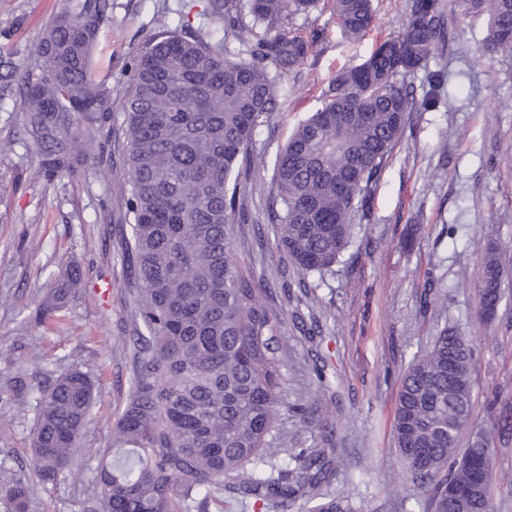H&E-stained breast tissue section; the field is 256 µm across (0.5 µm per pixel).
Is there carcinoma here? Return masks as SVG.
Returning a JSON list of instances; mask_svg holds the SVG:
<instances>
[{
	"mask_svg": "<svg viewBox=\"0 0 512 512\" xmlns=\"http://www.w3.org/2000/svg\"><path fill=\"white\" fill-rule=\"evenodd\" d=\"M449 5L487 13V48L512 50V0H410L398 34L339 72L277 155L273 245L301 279L336 265L407 115L431 106L406 78L448 39ZM316 7L317 0H207L202 16L242 46L236 58L194 33L189 14L163 12L133 58L119 124L127 176L113 186L131 227L121 249L134 285L131 371L111 444L86 488L92 509L212 512L227 488L244 508L254 500L291 512L301 501L306 512H352L348 497L322 492L340 466L334 451L295 448L280 463L268 453L288 444V410L320 428L327 411L316 400L288 405L280 377L288 343L275 334L270 291L231 250L234 223L247 220L239 199L256 132L280 106V79L321 37L285 24ZM331 9L348 38L372 25V0H332ZM111 10L112 0H66L40 41L39 65L0 75V104L18 103L19 139L36 146V174L47 182L87 169L96 163L89 145L112 142L111 94L90 69ZM506 251L487 249L479 290L504 286ZM81 280L75 265L50 280L36 320L57 317ZM473 366L466 339L445 328L402 372L393 428L404 465L430 486L422 512H461L450 489L469 483L477 464L492 482L491 444L501 433L472 429ZM94 401V382L76 369L40 390L32 435L41 484L69 469ZM468 430L469 446L455 460ZM32 490L14 473L0 481V500L8 512H29Z\"/></svg>",
	"mask_w": 512,
	"mask_h": 512,
	"instance_id": "1",
	"label": "carcinoma"
}]
</instances>
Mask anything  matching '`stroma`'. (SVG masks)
Returning <instances> with one entry per match:
<instances>
[{"label": "stroma", "instance_id": "obj_1", "mask_svg": "<svg viewBox=\"0 0 512 512\" xmlns=\"http://www.w3.org/2000/svg\"><path fill=\"white\" fill-rule=\"evenodd\" d=\"M203 0H112L111 22L92 51L96 80L120 110L122 74L157 32L156 14ZM294 16L290 28L322 29L307 61L282 81V106L255 138L232 253L270 303L277 333L292 356L281 370L290 403L317 399L328 408L332 442L344 469L325 493L350 496L355 512H412L424 501L392 433L399 378L408 361L443 327L465 336L475 357L472 420L490 429L512 419V254L496 319L481 325L477 284L487 248L512 241V51L484 48L488 18L455 14L452 36L407 81L416 95L439 74V104L410 113L372 189L367 217H355L352 242L332 272L300 289L289 258L271 244L267 209L275 159L299 123L320 107L336 73L361 64L400 28L409 0H374L376 20L362 38H345L329 5ZM64 0H0V58L17 70L39 62L38 43ZM18 106L0 104V462L29 471L32 417L14 412L18 396L70 369L89 374L97 403L61 481L36 486L31 512H87L84 489L112 435L130 368L126 342L133 311L118 258L127 225L112 191L125 173L113 146L101 165L36 180V148L17 139ZM79 266L84 277L58 321L34 316L50 275ZM491 512H512V433L492 447Z\"/></svg>", "mask_w": 512, "mask_h": 512}]
</instances>
